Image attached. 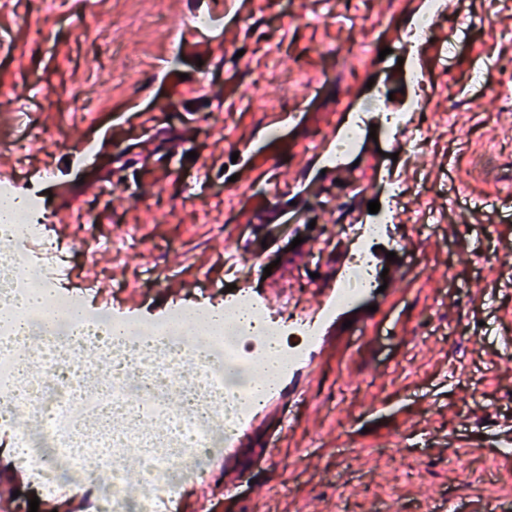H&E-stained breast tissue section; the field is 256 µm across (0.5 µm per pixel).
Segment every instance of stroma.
<instances>
[{
	"mask_svg": "<svg viewBox=\"0 0 512 512\" xmlns=\"http://www.w3.org/2000/svg\"><path fill=\"white\" fill-rule=\"evenodd\" d=\"M427 2L64 0L47 13L39 0H0V167L18 193L43 185L59 284L93 307L137 321L223 307L232 260L242 287L260 295L276 282L315 317L347 262L342 225L369 219L385 184L404 192L377 257L403 279L322 319L327 345L294 382L304 402L282 397L244 434L240 484L225 490L211 472L189 494L195 512H238L242 499L252 512H426L446 494L459 512L491 501L512 512V471L494 448L512 421V0L437 12L435 45L409 39ZM207 11L214 24L195 30ZM149 12L162 29L135 22ZM102 18L109 37H81ZM405 64L431 93L428 112L408 114L424 143L391 158L377 129L353 154L356 184H337L326 150L340 115L384 89L389 110L403 111L414 96L398 79ZM85 83L112 86L88 116L67 106ZM256 85L265 102L253 108ZM89 142L95 160L75 170L67 160ZM482 198L479 222L462 226ZM298 237L316 247L309 264L290 247ZM76 246L82 258L64 262ZM423 423L439 455L419 443Z\"/></svg>",
	"mask_w": 512,
	"mask_h": 512,
	"instance_id": "1",
	"label": "stroma"
}]
</instances>
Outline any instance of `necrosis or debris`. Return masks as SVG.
I'll return each instance as SVG.
<instances>
[{
	"instance_id": "4bbe7bcc",
	"label": "necrosis or debris",
	"mask_w": 512,
	"mask_h": 512,
	"mask_svg": "<svg viewBox=\"0 0 512 512\" xmlns=\"http://www.w3.org/2000/svg\"><path fill=\"white\" fill-rule=\"evenodd\" d=\"M400 210L391 203L370 223L353 225L357 246L336 290L337 307L358 301L377 282L372 247ZM41 235L31 210L0 222V420L15 426L19 454L33 481L21 499L85 483L83 462L95 458L107 483L88 484V512H178L176 490L186 478H205L210 459L235 437L256 404L246 396L254 360L276 340L285 365L302 359L318 338L314 323L274 319L249 294L224 304V322L201 314L195 331L181 325L183 311L112 333L113 316L86 312L72 323L76 303L55 291L50 314L31 312L26 330L7 317L27 289L42 286L46 271L29 262L23 243ZM110 366L98 374L97 362ZM180 394L183 410L170 412L166 395ZM142 479L130 494L125 472Z\"/></svg>"
}]
</instances>
